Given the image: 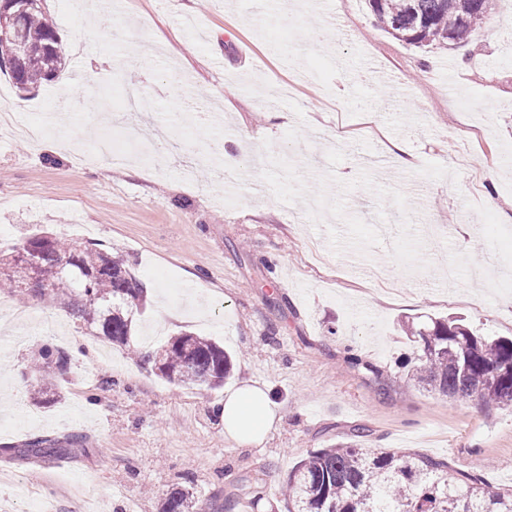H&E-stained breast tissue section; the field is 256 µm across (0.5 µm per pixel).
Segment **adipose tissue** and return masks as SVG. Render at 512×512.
I'll use <instances>...</instances> for the list:
<instances>
[{"label": "adipose tissue", "instance_id": "1", "mask_svg": "<svg viewBox=\"0 0 512 512\" xmlns=\"http://www.w3.org/2000/svg\"><path fill=\"white\" fill-rule=\"evenodd\" d=\"M224 423V435L240 446H261L275 424L266 388L245 384L226 392L212 406Z\"/></svg>", "mask_w": 512, "mask_h": 512}]
</instances>
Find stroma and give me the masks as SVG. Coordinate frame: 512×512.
<instances>
[{"label": "stroma", "mask_w": 512, "mask_h": 512, "mask_svg": "<svg viewBox=\"0 0 512 512\" xmlns=\"http://www.w3.org/2000/svg\"><path fill=\"white\" fill-rule=\"evenodd\" d=\"M112 2L44 0L66 46L58 80L23 92L0 71V104L25 103L18 121L64 113L74 130L35 145L0 135V249L77 225L144 288L134 344L188 331L238 366L218 388L168 382L66 308L21 301L66 333H0V512H26L20 484L54 512H160L177 486L204 505L287 512L289 472L358 426L366 448L512 489V409L415 384L401 331L448 316L512 337V0L468 40L427 49L393 39L366 0H296L288 24L283 0H126L116 37L92 24ZM115 82L146 111L92 99ZM189 98L216 120H191ZM245 141L236 184L195 163ZM398 147L408 168L372 163ZM46 344L71 371L37 407L23 375ZM245 383L269 388L277 415L259 447L226 439L212 410ZM70 433L84 441L61 457L25 450Z\"/></svg>", "instance_id": "stroma-1"}]
</instances>
